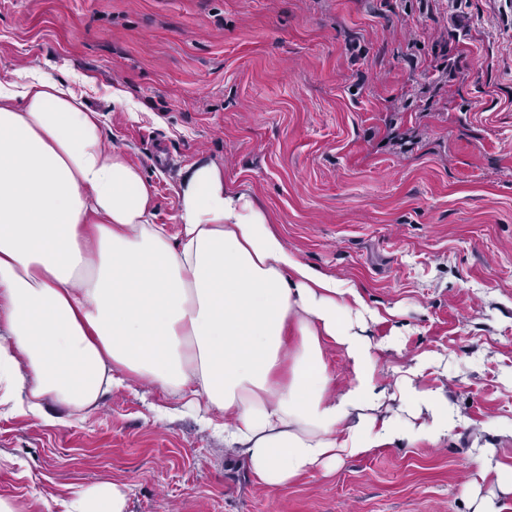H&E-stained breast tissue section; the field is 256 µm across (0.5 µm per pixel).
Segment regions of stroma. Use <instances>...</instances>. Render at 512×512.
<instances>
[{"instance_id": "1", "label": "stroma", "mask_w": 512, "mask_h": 512, "mask_svg": "<svg viewBox=\"0 0 512 512\" xmlns=\"http://www.w3.org/2000/svg\"><path fill=\"white\" fill-rule=\"evenodd\" d=\"M50 73L99 112L106 146L177 231L196 161L248 187L288 246L351 280L381 376L428 372L463 423L438 446L378 448L276 493L199 415L142 382L46 423L0 405V497L64 512L123 486L127 512H471L481 450L512 458V0H0V83Z\"/></svg>"}]
</instances>
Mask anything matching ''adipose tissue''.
I'll return each instance as SVG.
<instances>
[{
	"label": "adipose tissue",
	"mask_w": 512,
	"mask_h": 512,
	"mask_svg": "<svg viewBox=\"0 0 512 512\" xmlns=\"http://www.w3.org/2000/svg\"><path fill=\"white\" fill-rule=\"evenodd\" d=\"M153 188L126 153L107 148L99 113L66 81L0 85V376L29 411L44 400L91 412L131 381L204 408L253 477L277 492L350 457L437 446L461 417L418 377L441 366L416 355L395 386L380 371L396 335L350 281L303 262L249 190L213 162L186 168L178 232L151 223ZM350 367L333 389L328 348ZM461 491L473 512H501L478 493L512 494V462L478 455ZM101 483L66 512H125Z\"/></svg>",
	"instance_id": "ef3b65f1"
}]
</instances>
